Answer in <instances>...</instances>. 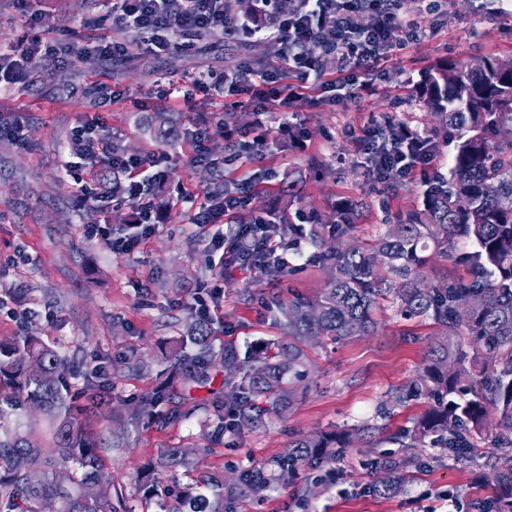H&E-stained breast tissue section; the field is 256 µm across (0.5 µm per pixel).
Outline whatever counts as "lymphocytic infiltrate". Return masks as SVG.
Returning <instances> with one entry per match:
<instances>
[{"instance_id":"1","label":"lymphocytic infiltrate","mask_w":512,"mask_h":512,"mask_svg":"<svg viewBox=\"0 0 512 512\" xmlns=\"http://www.w3.org/2000/svg\"><path fill=\"white\" fill-rule=\"evenodd\" d=\"M291 12H284L281 0H251L252 17L227 11L224 0H112V20L140 34L146 54L158 56L174 48L175 37L189 40L208 34L238 40L274 38L285 45L284 69H267L257 73L240 69L236 77L208 72L192 77L189 83L171 82L169 94L190 98L193 90L202 89L214 97L247 92L258 114L277 113L279 128L295 131L288 119L295 102L306 99L310 78H326L328 61H335L336 76L326 79L328 87L356 85L359 93H371L372 83L359 82V73L375 70L381 60L395 48L421 41L426 37L427 6L423 0H411L409 9L400 10L396 0H296ZM322 41L324 48L316 54L306 46ZM126 45L117 40L93 39L83 43L59 40L50 34L0 51V82L27 87L38 58L53 55L63 65L93 55L104 62L125 56ZM391 137H382L376 129L364 130L355 140L357 150L365 157L368 174L378 181L403 180L416 169H428L438 155L429 151L424 138L410 125L395 123ZM69 151L81 168L96 174L97 184L109 190L111 174H124V197L136 211L134 224L115 234L110 228L92 225L91 233L101 236L112 252L132 254L153 233L159 219L148 195L142 175L154 169L155 179H162L158 167L161 157L155 153L120 154L112 148V137L98 124L81 126L73 136ZM255 197L254 182L235 184L206 191L199 206L190 210V221L203 227L223 220L238 219ZM239 221V219H238ZM224 256L230 266L244 272H268L270 267L287 268L285 251L310 264L300 243L279 236L273 216L266 211L251 214L239 221L235 236L223 243Z\"/></svg>"}]
</instances>
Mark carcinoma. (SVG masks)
I'll return each mask as SVG.
<instances>
[{
    "instance_id": "obj_1",
    "label": "carcinoma",
    "mask_w": 512,
    "mask_h": 512,
    "mask_svg": "<svg viewBox=\"0 0 512 512\" xmlns=\"http://www.w3.org/2000/svg\"><path fill=\"white\" fill-rule=\"evenodd\" d=\"M415 97L437 124L433 139L453 144L448 175L426 177L421 205L398 211L372 238L351 243L346 238L362 219L364 202L342 197L328 214L314 208L296 213L310 224L326 282L280 307L278 324L288 341L243 351L226 343L217 356L211 325L196 316L175 357L202 376L214 363L224 367V413L217 414L215 431L243 434L294 406L308 375L306 345L370 335L377 312L389 307L405 319L428 321L435 332L426 358L415 380L393 397L395 405L422 398L428 405L394 437L405 452L378 463L372 491L396 494L418 467V448H448L464 460L487 443L504 457L493 468V496L483 512H512V54L485 55L476 67L443 60ZM278 224L288 238H303L288 213ZM462 241L474 251L456 253ZM441 259L463 272L430 280L427 271ZM73 374L68 358L38 336L0 342V396L11 390L5 397L10 410L29 403L49 421L42 435L37 422L14 425L0 407V512H45L50 504L55 512H134L123 495H112L102 448L72 406ZM464 381L472 398L460 402L453 395ZM172 396L160 386L132 405V413L169 417L162 406ZM380 430L366 421L298 436L281 455L232 478L197 476L168 494L161 512H237L241 503L288 485L300 471L321 469ZM191 467L190 449L167 448L149 471Z\"/></svg>"
}]
</instances>
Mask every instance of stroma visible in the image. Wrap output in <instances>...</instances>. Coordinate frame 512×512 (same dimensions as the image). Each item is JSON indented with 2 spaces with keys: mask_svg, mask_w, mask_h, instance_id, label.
Wrapping results in <instances>:
<instances>
[{
  "mask_svg": "<svg viewBox=\"0 0 512 512\" xmlns=\"http://www.w3.org/2000/svg\"><path fill=\"white\" fill-rule=\"evenodd\" d=\"M42 7L55 37L116 39L127 43L128 52L109 65L85 57L68 68L47 55L37 61L27 87L0 86V121H21L25 136L21 145L0 138V339L36 334L61 348L75 365L72 383L80 391L97 368H105L109 394L83 426L104 448L103 472L113 490L135 493L138 471L164 448L192 449L199 470L229 478L234 470L271 460L299 435L376 419L390 393L413 380L432 332L430 326L390 311L381 315L374 335L311 344L307 391L290 412L270 419L262 430L214 436L211 422L224 379L217 368L211 369L209 382L174 397L173 420L130 417L129 403L162 380L183 378V364L168 354L193 314L197 287L223 277L224 299L214 315L211 344L219 349L232 342L243 349L259 339L280 337L275 323L279 304L295 293L314 294L325 284L324 272L314 266L277 283L259 272L244 274L223 266L217 244L228 224L203 229L189 224V206L176 196L184 191L199 197L217 176L241 183L263 169L270 177L254 200L256 206L274 209L293 176L300 180L294 204L298 210L325 211L338 198H364L369 217L357 224L354 236L368 239L388 213L414 204L423 183L415 177L395 185L369 179L353 136L389 118L430 133L434 121L417 105L414 87L441 60L512 53V10L501 0H447L424 41L393 52L374 95L357 97L350 86L333 92L318 89L315 103H298L303 149L288 146L287 136L272 121L261 160L242 159L220 171L213 163L227 152L224 128L254 133L253 104L235 103L230 96L212 98L199 90L190 101H176L164 91L172 79L233 70L237 61L225 53L222 38L146 59L129 33L106 20L112 0H43ZM38 32L28 25L20 0H0V49ZM96 81L110 84L116 97L91 105L84 89ZM155 112L167 113L170 126L182 131L212 114L205 143L209 162H192V150L184 142L160 140L150 120ZM88 121L121 140L128 153L156 150L170 157L160 187L167 202L160 226L134 254L114 253L87 232L94 222L126 228L133 212L121 196L93 201L76 190V180L88 174L69 167L68 147L76 127ZM133 354L141 358V369L126 364ZM393 449L379 441L347 449L331 473L323 474L322 493L311 502H302L296 483L262 502L242 504L240 512H480L492 494L488 478L496 451L485 444L463 462L444 448L421 449L412 482L395 496L378 497L370 489L371 464Z\"/></svg>",
  "mask_w": 512,
  "mask_h": 512,
  "instance_id": "stroma-1",
  "label": "stroma"
}]
</instances>
